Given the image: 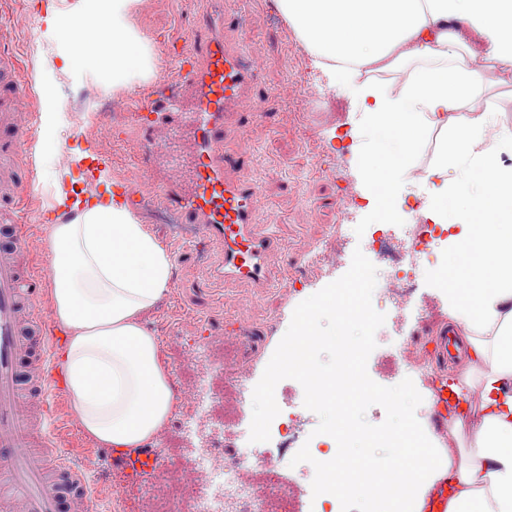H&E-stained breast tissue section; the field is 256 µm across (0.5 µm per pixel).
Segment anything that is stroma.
Masks as SVG:
<instances>
[{"mask_svg":"<svg viewBox=\"0 0 512 512\" xmlns=\"http://www.w3.org/2000/svg\"><path fill=\"white\" fill-rule=\"evenodd\" d=\"M74 3L75 0H0V24L11 33L9 40L0 41V52L19 54L35 106L43 104L35 60L51 54L50 45L42 37V19L47 8L68 12ZM206 6V0H141L131 23L151 48L156 71L165 68V32L184 33ZM224 10L252 23L247 32L240 28L226 29V41L241 47L261 63L252 90L257 106L252 111L250 132L244 135L238 129H230L224 151L233 157L244 147L253 149V164L246 175L263 185L260 221L264 224L277 221L283 242L282 250L271 260L276 284L260 296L245 284L224 288L207 275L221 252L219 246L207 241L202 243L200 253L191 257L182 255L173 249L178 237L170 226L148 220V228L170 250L173 263L169 290L152 312L148 327L160 340L168 359L181 355L178 346L170 343V336L179 331L193 332L199 321L209 322L227 335L239 327L253 330L267 339L264 354L254 363L256 373L260 374L285 334L295 307L348 271L359 243L357 225L374 223L384 208L375 203L370 185L360 178L349 149L351 132L366 131L367 126L351 99L348 84L334 82L327 72L314 65L295 30L280 13L276 0H224ZM287 85L295 88L296 95L285 101L279 92ZM102 93L92 71L58 75L55 96L66 118L60 132L61 154L57 157L46 154L38 159L33 151H26L21 177H33L41 185L55 174L64 186L84 184L83 172L89 162L81 154L88 149L95 155L112 156L110 181L86 183L94 196L108 191L111 180H142L140 170L128 162L136 152V141L130 137L111 139L95 124L92 113L85 110L89 99ZM440 141L441 135L436 131L421 137L417 169L408 172L401 182L403 195L423 200L429 197L430 183L417 178L416 173L429 168ZM338 164L345 172L341 180L327 174L329 168ZM350 196L362 200L363 206L347 215L343 208ZM48 211L56 217L62 214L61 208H48L46 199L42 198L26 217L32 266L43 274L48 271L49 226L42 218ZM325 245L336 252L337 263L308 266V258ZM469 264V259L462 258L420 268L411 297L414 302L433 305L430 324L451 320L443 284L447 278L464 276ZM298 269L303 272L301 280L289 283V273ZM228 294L234 297V304H225L224 297ZM384 314L385 323L375 335L377 346L367 362L370 378L390 387L408 377L420 394H427L426 368L417 356H397L393 347L394 336L413 330L410 316L405 309L390 303L385 304ZM275 399L281 410L302 413L300 423L285 442L287 448L297 450L319 419L304 409V391L298 382L280 381ZM53 410L60 429L52 436V443L70 449L76 461L84 465L89 479L97 480L99 471L109 470L110 465L96 450L94 441L81 428L70 425L67 396L56 397Z\"/></svg>","mask_w":512,"mask_h":512,"instance_id":"stroma-1","label":"stroma"}]
</instances>
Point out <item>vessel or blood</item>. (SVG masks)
Wrapping results in <instances>:
<instances>
[{
  "label": "vessel or blood",
  "instance_id": "1",
  "mask_svg": "<svg viewBox=\"0 0 512 512\" xmlns=\"http://www.w3.org/2000/svg\"><path fill=\"white\" fill-rule=\"evenodd\" d=\"M238 23V17L220 7L201 15L177 56L173 75L152 84L136 102L130 126L149 162L184 127H191L189 174L175 168L160 175L149 165L146 185L116 183L114 197L137 209L160 201L195 235L222 245L215 274L224 284L245 282L264 292L274 284L268 258L282 241L272 225L259 221V182L241 175L252 163L251 153L234 159L224 153L226 128L244 126L251 112L257 74L256 62L224 41L225 28ZM29 100L23 68L15 55L1 52L0 199L9 198L12 210L0 214V223L10 228L0 239V512H92L95 496L83 472L68 462L66 451L36 446L34 440L38 430H55L51 399L63 388L55 371L57 338L42 306L41 280L20 263L30 249L21 211L36 192L33 180L16 175L33 129ZM451 344L443 326L435 335L421 337L418 347L419 358L431 368L434 424L442 435L448 432L449 412L460 404L448 371ZM103 454L134 480L167 465L166 456L152 445L107 448ZM448 495V475L437 473L421 491V512H447Z\"/></svg>",
  "mask_w": 512,
  "mask_h": 512
}]
</instances>
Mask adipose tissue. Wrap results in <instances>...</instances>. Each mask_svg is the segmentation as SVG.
<instances>
[{"mask_svg":"<svg viewBox=\"0 0 512 512\" xmlns=\"http://www.w3.org/2000/svg\"><path fill=\"white\" fill-rule=\"evenodd\" d=\"M138 0H76L47 12L44 38L60 69H92L109 91L154 70L153 55L129 19ZM316 65L341 80L360 69L391 70L425 60L396 97L356 90L369 129L390 139L375 149L354 142L366 181L397 196L415 165L419 135L439 131L428 170L427 218L451 224L446 244L470 252L472 274L449 279L453 324L464 341L457 370L467 413L448 426L460 458L448 473L458 491L447 512H512V129L483 106L489 63L512 67V0H277ZM454 21L468 30L451 29ZM101 34L84 48L82 30ZM61 190L67 218L48 234L50 298L63 333L58 352L72 415L100 447L140 448L160 435L175 404L163 354L146 323L168 291L171 257L119 201L79 205ZM457 217L449 219L448 205Z\"/></svg>","mask_w":512,"mask_h":512,"instance_id":"adipose-tissue-1","label":"adipose tissue"}]
</instances>
